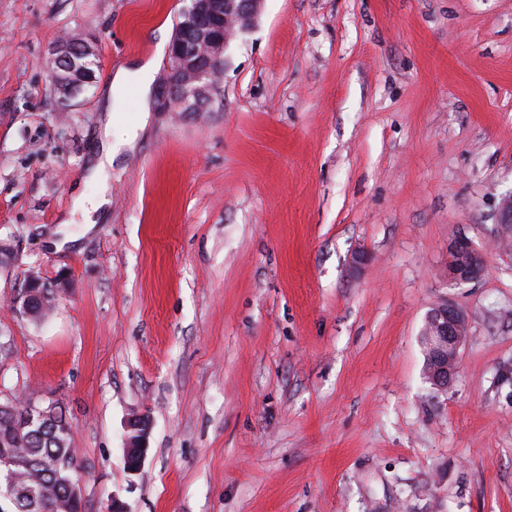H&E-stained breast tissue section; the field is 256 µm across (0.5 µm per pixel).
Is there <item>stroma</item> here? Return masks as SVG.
<instances>
[{
	"label": "stroma",
	"instance_id": "35a3bbf8",
	"mask_svg": "<svg viewBox=\"0 0 512 512\" xmlns=\"http://www.w3.org/2000/svg\"><path fill=\"white\" fill-rule=\"evenodd\" d=\"M186 5L0 0V403L62 407L83 512H512V0H261L208 106L151 107L55 248L104 112L116 138L138 116L106 87L167 79ZM63 35L98 54L71 97ZM458 235L487 259L463 285ZM446 302L469 335L441 391L420 336ZM83 57L97 59L93 47L87 41L80 43ZM78 42L72 45L70 41L56 44L51 53V78L54 87L63 95L71 96L84 86L93 82L96 65L90 60H85V66L80 65L72 58L74 47L80 46ZM486 263V255L466 236H457L448 245L445 276L454 284H467L477 280ZM42 283L43 281L33 274L27 277L26 286L18 298V302H21L22 309L27 314H35L37 304L46 294V287H42ZM150 422L145 416H136L127 424L128 436L126 438L125 460L132 471L140 469L147 452V438Z\"/></svg>",
	"mask_w": 512,
	"mask_h": 512
}]
</instances>
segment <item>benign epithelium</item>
<instances>
[{
    "instance_id": "1",
    "label": "benign epithelium",
    "mask_w": 512,
    "mask_h": 512,
    "mask_svg": "<svg viewBox=\"0 0 512 512\" xmlns=\"http://www.w3.org/2000/svg\"><path fill=\"white\" fill-rule=\"evenodd\" d=\"M176 23L174 36L168 47L171 67L170 80L161 87L158 98L161 106L172 112H197L208 99L215 76L223 66L224 54L231 38L238 30H246L256 18L258 0H188ZM72 42L56 44L51 53V78L54 87L63 95L71 96L93 82L95 72L72 58ZM486 263V255L465 236L454 238L448 245L445 276L456 284L477 280ZM46 290L42 280L30 275L18 301L22 309L35 314ZM426 355L431 363L428 380L440 390L448 388L456 375L457 359L465 341L467 319L462 311L449 304L435 308L426 319ZM51 402L32 400L22 426L46 416ZM150 422L145 416H136L127 424L125 460L132 471L140 469L147 452ZM0 472V504L14 512L22 501L53 498L54 488L45 484L36 489L19 484L14 468L21 466L16 459H4Z\"/></svg>"
}]
</instances>
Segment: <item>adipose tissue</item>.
Listing matches in <instances>:
<instances>
[{"mask_svg": "<svg viewBox=\"0 0 512 512\" xmlns=\"http://www.w3.org/2000/svg\"><path fill=\"white\" fill-rule=\"evenodd\" d=\"M137 137L136 130L129 131L124 142L118 143L112 139V118L104 116L102 120L101 149L97 157L88 166L87 182L93 183L97 188L95 197H87L86 193H79L74 201V210L82 212L86 221L84 232H91L95 227L93 215L110 203L109 188L112 179V162L123 145L133 144Z\"/></svg>", "mask_w": 512, "mask_h": 512, "instance_id": "obj_1", "label": "adipose tissue"}]
</instances>
